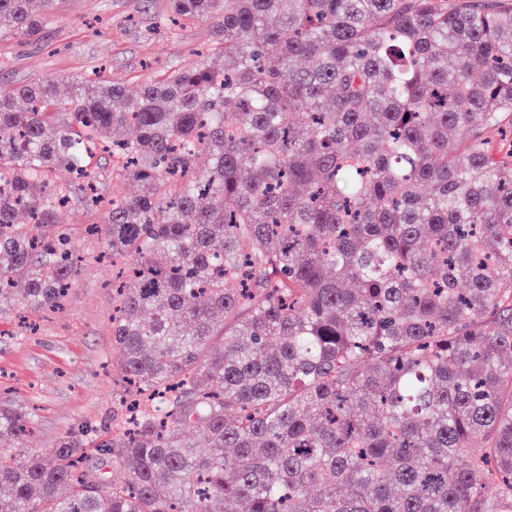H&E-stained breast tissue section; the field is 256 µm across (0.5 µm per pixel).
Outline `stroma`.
I'll list each match as a JSON object with an SVG mask.
<instances>
[{
	"mask_svg": "<svg viewBox=\"0 0 512 512\" xmlns=\"http://www.w3.org/2000/svg\"><path fill=\"white\" fill-rule=\"evenodd\" d=\"M169 0H68L64 19L42 39L23 43L0 37V87L35 76L57 79L69 94L76 78L106 69L137 93L148 77L188 62L212 39L210 25L163 24ZM94 215L72 208L67 232L84 262L59 307L37 314L0 312V381L13 400L33 409L29 445L51 449L88 424L104 432L122 391L112 370V261L103 236L84 234Z\"/></svg>",
	"mask_w": 512,
	"mask_h": 512,
	"instance_id": "1",
	"label": "stroma"
}]
</instances>
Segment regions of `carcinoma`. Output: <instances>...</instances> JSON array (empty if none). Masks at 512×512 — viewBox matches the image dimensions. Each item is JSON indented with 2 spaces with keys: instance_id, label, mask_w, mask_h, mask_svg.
Instances as JSON below:
<instances>
[{
  "instance_id": "carcinoma-1",
  "label": "carcinoma",
  "mask_w": 512,
  "mask_h": 512,
  "mask_svg": "<svg viewBox=\"0 0 512 512\" xmlns=\"http://www.w3.org/2000/svg\"><path fill=\"white\" fill-rule=\"evenodd\" d=\"M67 2L0 0V36ZM170 3L216 40L138 95L0 88V311L60 304L108 168L136 389L48 451L1 393L6 512H512V3Z\"/></svg>"
}]
</instances>
